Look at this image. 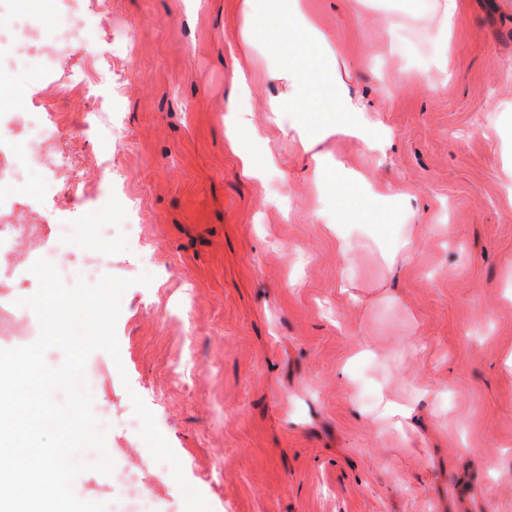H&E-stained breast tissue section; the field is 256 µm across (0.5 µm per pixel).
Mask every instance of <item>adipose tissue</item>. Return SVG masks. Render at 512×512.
<instances>
[{"instance_id": "obj_1", "label": "adipose tissue", "mask_w": 512, "mask_h": 512, "mask_svg": "<svg viewBox=\"0 0 512 512\" xmlns=\"http://www.w3.org/2000/svg\"><path fill=\"white\" fill-rule=\"evenodd\" d=\"M241 25L238 34L240 48L256 47L259 39H283L296 35L314 44L321 59L332 62L336 59V50L330 39L319 28L307 0H236ZM272 80L286 83L290 89L288 97L269 100L266 109L276 121L285 120L288 113L298 111L299 103L305 95V77L295 69L273 70ZM251 95L249 80L244 72H237L233 91L225 104L224 125L236 154L241 160L245 175L263 179L264 167L258 166L251 149L246 147L247 138L256 136L247 115L250 111L248 100ZM332 111L339 117L327 127L303 129L300 140L305 151L311 152L314 174L322 172V154L319 145L333 136L365 138L370 125L363 107L349 97L338 96L331 100ZM375 421L381 426L403 432L414 428L418 422L416 406L413 402L396 398L387 390H380Z\"/></svg>"}]
</instances>
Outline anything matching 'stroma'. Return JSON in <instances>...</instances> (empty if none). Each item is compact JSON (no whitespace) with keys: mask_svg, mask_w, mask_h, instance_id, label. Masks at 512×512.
<instances>
[{"mask_svg":"<svg viewBox=\"0 0 512 512\" xmlns=\"http://www.w3.org/2000/svg\"><path fill=\"white\" fill-rule=\"evenodd\" d=\"M440 2L311 0L336 47L331 72L301 41L243 55L234 0H84L54 68L0 70V127L18 110L74 124L90 113L93 130L64 133L55 154L89 180L112 157L107 230L81 196L0 187L82 225L73 269L89 251L134 281L116 322L120 365L100 350L87 361L108 367L93 404L109 413L115 468L81 473L76 495L120 512V478L140 469L157 487L151 512H184L170 467L148 469L129 429L135 393L212 512H512V0H459L445 36ZM288 58L319 79L282 129L265 105L288 92L268 77ZM240 67L263 135L253 147L277 158L262 181L242 175L224 135ZM86 76L99 81L91 97L73 91ZM336 78L376 144L334 136L324 150L404 195L363 197L347 229L364 246L348 265L328 229L340 175L331 166L315 182L296 133L332 120ZM133 207L157 260L147 286L125 239ZM411 222L432 231L394 279L380 247ZM345 269L362 306L336 294ZM414 336L432 346L427 363L395 356ZM364 344L391 359L353 360ZM383 381L403 398L423 390L419 433L372 422Z\"/></svg>","mask_w":512,"mask_h":512,"instance_id":"obj_1","label":"stroma"}]
</instances>
